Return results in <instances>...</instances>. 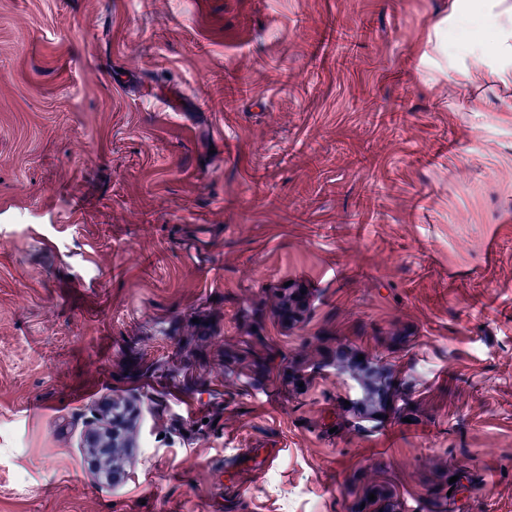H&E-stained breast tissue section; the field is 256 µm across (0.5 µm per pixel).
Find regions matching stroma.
Returning a JSON list of instances; mask_svg holds the SVG:
<instances>
[{
  "mask_svg": "<svg viewBox=\"0 0 512 512\" xmlns=\"http://www.w3.org/2000/svg\"><path fill=\"white\" fill-rule=\"evenodd\" d=\"M446 471L512 512V0H0V512H429ZM383 371H375L365 376L363 380V397L358 403L357 411L360 416L372 417L386 409V403L391 387V375ZM119 428L121 429L120 418L112 414V430L107 432V435H112V439L92 434L88 439L87 447L96 448L98 454L102 457H109L113 454L115 448L127 447L128 444L122 441Z\"/></svg>",
  "mask_w": 512,
  "mask_h": 512,
  "instance_id": "obj_1",
  "label": "stroma"
}]
</instances>
